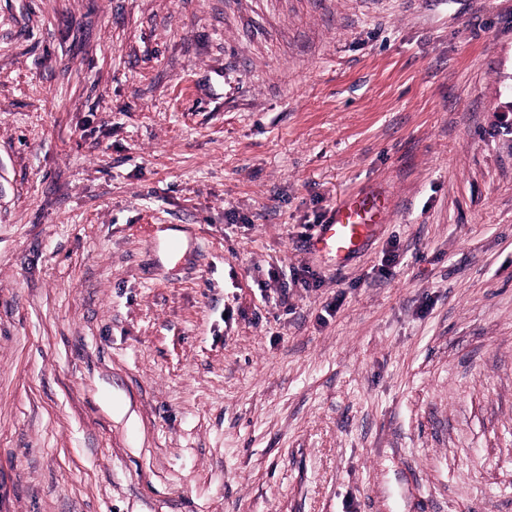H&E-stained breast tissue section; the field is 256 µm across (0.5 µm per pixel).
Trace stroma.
<instances>
[{
  "label": "stroma",
  "instance_id": "35a3bbf8",
  "mask_svg": "<svg viewBox=\"0 0 512 512\" xmlns=\"http://www.w3.org/2000/svg\"><path fill=\"white\" fill-rule=\"evenodd\" d=\"M0 512H512V0H0ZM381 199L374 195H353L334 206L312 246L339 258L358 247L368 236L371 226L379 224Z\"/></svg>",
  "mask_w": 512,
  "mask_h": 512
}]
</instances>
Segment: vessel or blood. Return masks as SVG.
Here are the masks:
<instances>
[{
	"label": "vessel or blood",
	"instance_id": "vessel-or-blood-1",
	"mask_svg": "<svg viewBox=\"0 0 512 512\" xmlns=\"http://www.w3.org/2000/svg\"><path fill=\"white\" fill-rule=\"evenodd\" d=\"M381 200L374 195H353L334 206L325 223L320 225L313 245L336 257L358 247L373 224L379 223Z\"/></svg>",
	"mask_w": 512,
	"mask_h": 512
}]
</instances>
